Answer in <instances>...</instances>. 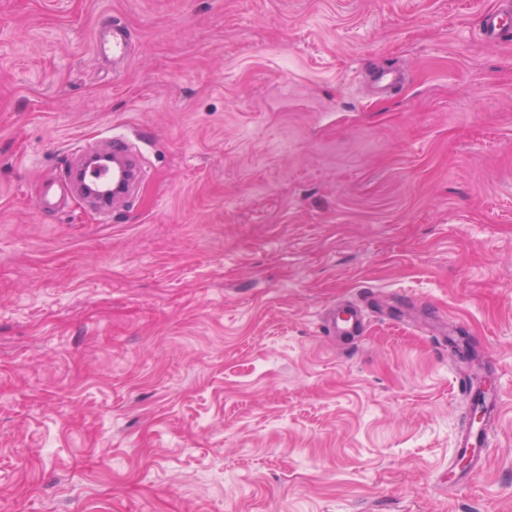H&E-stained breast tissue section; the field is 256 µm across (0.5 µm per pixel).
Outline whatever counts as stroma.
Listing matches in <instances>:
<instances>
[{
  "mask_svg": "<svg viewBox=\"0 0 512 512\" xmlns=\"http://www.w3.org/2000/svg\"><path fill=\"white\" fill-rule=\"evenodd\" d=\"M498 0H0V512H512V41ZM106 18L131 31L97 56ZM402 86L372 94L367 66ZM147 170L100 222L75 148ZM356 300L364 335L327 336ZM412 302L501 397L474 411ZM506 10L490 11L481 16L480 27L484 38L493 44L510 41L512 38V3ZM492 447L493 442L483 425L467 423L461 429L456 440L454 456L456 459H465L467 468L461 470L455 477L457 485L469 483L472 477L484 468L489 448Z\"/></svg>",
  "mask_w": 512,
  "mask_h": 512,
  "instance_id": "1",
  "label": "stroma"
}]
</instances>
